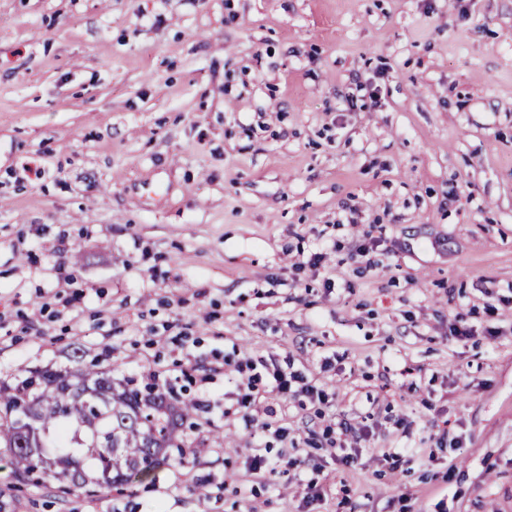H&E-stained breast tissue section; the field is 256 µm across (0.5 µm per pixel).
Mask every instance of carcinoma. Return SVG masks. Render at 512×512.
Instances as JSON below:
<instances>
[{
	"label": "carcinoma",
	"instance_id": "cac0c4a2",
	"mask_svg": "<svg viewBox=\"0 0 512 512\" xmlns=\"http://www.w3.org/2000/svg\"><path fill=\"white\" fill-rule=\"evenodd\" d=\"M73 362L0 381V448L17 482L40 487L53 479L68 492H123L153 480L161 465L182 462V433L194 425L197 403L116 383L111 368L84 361L79 348ZM21 410L38 434L32 447L15 421Z\"/></svg>",
	"mask_w": 512,
	"mask_h": 512
}]
</instances>
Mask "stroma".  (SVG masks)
I'll list each match as a JSON object with an SVG mask.
<instances>
[{
    "label": "stroma",
    "mask_w": 512,
    "mask_h": 512,
    "mask_svg": "<svg viewBox=\"0 0 512 512\" xmlns=\"http://www.w3.org/2000/svg\"><path fill=\"white\" fill-rule=\"evenodd\" d=\"M77 347L212 408L122 495L0 448V512H512V0H0V381ZM231 354L326 395L246 486Z\"/></svg>",
    "instance_id": "stroma-1"
}]
</instances>
